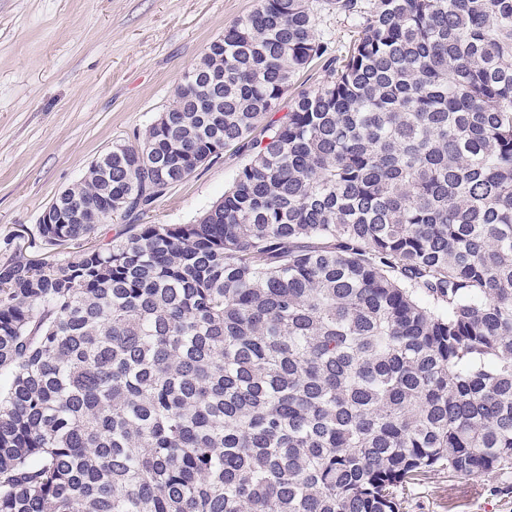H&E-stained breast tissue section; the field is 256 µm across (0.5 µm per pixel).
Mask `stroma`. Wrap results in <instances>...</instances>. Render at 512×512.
<instances>
[{"instance_id": "stroma-1", "label": "stroma", "mask_w": 512, "mask_h": 512, "mask_svg": "<svg viewBox=\"0 0 512 512\" xmlns=\"http://www.w3.org/2000/svg\"><path fill=\"white\" fill-rule=\"evenodd\" d=\"M255 0H0V263L113 144H135L185 71ZM224 154L169 188L144 224H187L231 186ZM403 512H512V476L439 473Z\"/></svg>"}]
</instances>
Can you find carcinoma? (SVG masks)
Instances as JSON below:
<instances>
[{"mask_svg":"<svg viewBox=\"0 0 512 512\" xmlns=\"http://www.w3.org/2000/svg\"><path fill=\"white\" fill-rule=\"evenodd\" d=\"M256 0L0 263V512H402L512 474V0ZM323 80L279 109L296 76ZM248 153L190 224L143 214ZM314 1H317L316 31L320 39L329 42L334 50L349 43L353 35L350 25L337 17L336 11L329 9L325 2L327 0Z\"/></svg>","mask_w":512,"mask_h":512,"instance_id":"obj_1","label":"carcinoma"}]
</instances>
